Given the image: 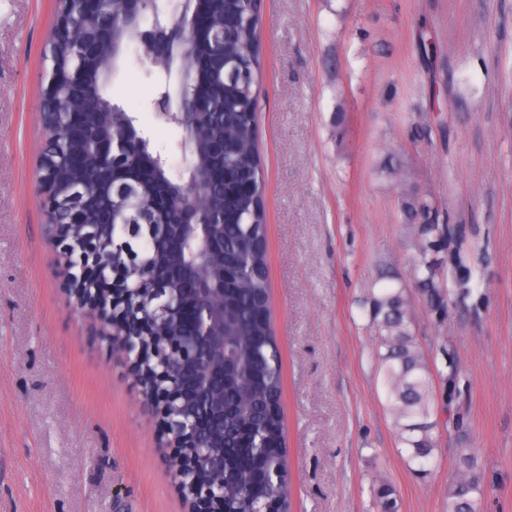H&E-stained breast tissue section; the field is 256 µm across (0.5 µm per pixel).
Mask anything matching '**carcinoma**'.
Instances as JSON below:
<instances>
[{
	"mask_svg": "<svg viewBox=\"0 0 512 512\" xmlns=\"http://www.w3.org/2000/svg\"><path fill=\"white\" fill-rule=\"evenodd\" d=\"M173 20L195 35L188 50L197 65L181 75L176 91L184 110L183 131L190 161L176 173L179 187L191 185L195 195L183 194L182 205L197 211L207 225L212 250L205 263L195 264L179 229L162 219L147 223L142 212L155 189L157 164L151 146L137 145L129 133L136 117L124 110L101 112L119 72L120 57L140 42L142 25L122 23L113 30L114 59L90 84L86 98L71 102L70 111L57 117L55 133L59 157L52 164L57 188L55 217L63 223L66 242L59 243V268L67 282L81 281L86 291L112 296V322L102 335L109 337L113 354L153 350L147 368L166 361L170 375L154 386H134L143 397L161 389L175 399L155 406L164 420L184 413L182 405L196 402L183 385L203 388L205 367L197 360L182 361L173 348L202 324L224 331V429L205 435L208 452L194 470L195 483L224 481V512H261L265 497L279 491L288 496V468L280 400L282 356L271 328L267 307L269 281L265 242L264 180L257 143L256 110L260 93L262 20L245 0H193L192 13H176ZM239 21L236 40L224 48L222 71L213 59L219 50L224 24ZM126 138L123 154L138 153L136 164L103 157L104 143ZM387 175L401 186L399 208L403 226L414 241L409 281L397 274L385 277L390 285L370 290L366 314L373 331L378 374L386 391V406L397 431L398 451L421 478L431 473L442 433L460 443L470 439L467 417L454 409L461 395L462 368L456 351L442 348L443 368L430 364L415 335L409 313L413 286L428 316L462 308L478 316L488 296L474 283V272L490 259L477 237L456 238L435 201L408 186L402 159L391 161ZM93 242L112 252V269L81 278L78 255ZM158 265L189 267L193 273L163 284L145 279ZM202 280L224 284V302L183 309L176 305L195 295ZM451 386L436 392L435 380ZM448 416L440 418L439 412ZM488 487L486 467L472 448L459 449V467L448 481L446 512H479ZM370 512H400L396 488L380 480L370 489Z\"/></svg>",
	"mask_w": 512,
	"mask_h": 512,
	"instance_id": "1",
	"label": "carcinoma"
}]
</instances>
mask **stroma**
I'll use <instances>...</instances> for the list:
<instances>
[{"mask_svg":"<svg viewBox=\"0 0 512 512\" xmlns=\"http://www.w3.org/2000/svg\"><path fill=\"white\" fill-rule=\"evenodd\" d=\"M55 0H0V512H188L155 417L76 317L34 190L46 146L43 56ZM434 47L431 64L421 32ZM263 91L271 323L292 512H369L379 477L401 512H445L458 464L441 444L426 478L397 452L363 312L381 271L413 255L399 153L417 191L471 224L492 259L479 318L435 327L410 310L427 357L462 360L461 405L490 486L480 512H512V0H264ZM157 71L129 46L111 96L170 170L182 131L156 119Z\"/></svg>","mask_w":512,"mask_h":512,"instance_id":"stroma-1","label":"stroma"}]
</instances>
